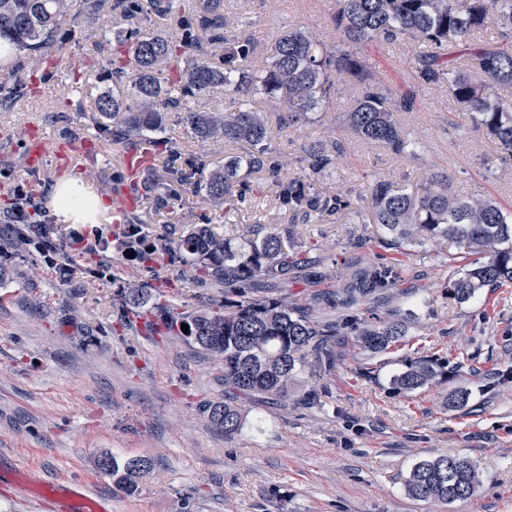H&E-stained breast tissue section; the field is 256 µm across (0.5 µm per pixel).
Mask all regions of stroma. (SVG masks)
Instances as JSON below:
<instances>
[{"label": "stroma", "instance_id": "stroma-1", "mask_svg": "<svg viewBox=\"0 0 512 512\" xmlns=\"http://www.w3.org/2000/svg\"><path fill=\"white\" fill-rule=\"evenodd\" d=\"M335 10V0H224L231 33L251 34L259 60L293 27L341 43ZM127 27L113 13L71 12L60 26L58 65L24 69L23 97L0 111V170L45 194L36 220L70 267L61 277L17 237L0 235L10 254L0 263V459L34 468L45 483L83 482L90 496L111 501L112 512H512V284L482 289L464 303L449 298V276L472 259L466 247L446 239L407 247L395 289L369 302L366 317L393 313L407 320L408 346L374 355L345 342L324 377L301 363L295 404L251 407L241 432L228 436L209 414L210 404L224 398L222 364L181 337L148 338L142 326L128 324L134 309L116 295L118 285L150 283L148 309L182 313L200 297L223 299L222 290L201 287L178 262L148 269L117 251L101 256L69 246L71 231L115 237L129 222L143 223L154 237L207 224L237 245L274 227L284 244L322 260L321 279L288 285L289 299L303 306L314 293L343 287L352 261L372 266L394 255L382 243L380 225L362 211L295 224L278 208L277 182L308 173L309 151L341 148L316 178L325 192H359L375 177L411 191L428 169L438 168L460 192L493 196L512 213V176L490 175L485 166L497 145L475 125L457 129L443 84L417 76L404 37L382 38L362 47L361 57L367 74L412 100L401 120L421 142L419 158L352 134L343 118L352 83L331 94L325 111L291 129L280 127L274 102L256 96L251 104L267 117L285 165L275 174L242 173L250 191L231 218L187 185L178 198L143 200L133 211L97 212L79 222L58 209L61 187L113 202L130 183L127 148L96 130V102L114 89L109 61L115 35ZM82 70L87 76L81 80ZM164 136L182 160L209 170L242 151L192 138L173 111ZM41 141L72 142L70 166L48 153L35 169L23 167L22 156ZM408 356L448 360L447 382L394 391L391 379ZM461 389L469 393L467 402L449 405ZM312 390L319 404H303ZM105 453L150 458L152 472L126 492L101 469ZM446 453L477 466L478 492L450 505L410 498L405 481L412 466Z\"/></svg>", "mask_w": 512, "mask_h": 512}]
</instances>
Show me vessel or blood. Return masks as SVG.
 <instances>
[{"instance_id": "1", "label": "vessel or blood", "mask_w": 512, "mask_h": 512, "mask_svg": "<svg viewBox=\"0 0 512 512\" xmlns=\"http://www.w3.org/2000/svg\"><path fill=\"white\" fill-rule=\"evenodd\" d=\"M0 487L9 500L37 490L42 512H111L107 502L90 497L81 484L45 485L29 469L13 462L0 463Z\"/></svg>"}]
</instances>
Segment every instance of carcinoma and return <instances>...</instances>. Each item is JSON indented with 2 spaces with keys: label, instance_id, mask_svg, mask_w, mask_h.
<instances>
[{
  "label": "carcinoma",
  "instance_id": "cac0c4a2",
  "mask_svg": "<svg viewBox=\"0 0 512 512\" xmlns=\"http://www.w3.org/2000/svg\"><path fill=\"white\" fill-rule=\"evenodd\" d=\"M333 20L346 45H329L305 28H291L270 48L262 66L248 41L224 38V0H203L196 18L180 21L181 34L166 37L143 29L142 16L156 10L165 17L182 14V0H92L89 7L117 11L130 21L129 69L115 68L117 81H128L124 97L103 96L97 111L118 119L115 129L100 128L118 143L133 145L148 132L164 129L161 107L183 112L181 120L205 141L248 146L243 155L230 157L224 168L204 172L202 167L176 165L180 153L169 142L154 140L152 163L142 172L141 185L156 194H176L192 181L213 210L231 216L245 199L239 171L269 169L281 163L274 155L266 118L250 104L224 112H197L187 102L222 86L241 98L263 95L286 108L280 120L297 125L310 112H322L337 82H359L354 103L344 112L347 127L360 139L384 145L397 155L419 158L418 142L410 137L400 113L410 109L382 84L362 78L364 64L358 49L381 35L405 36L416 48L411 64L427 81L447 77L446 92L453 112L482 128L500 150V166L512 159V45L499 47L481 41L478 34L489 18L512 33V0H336ZM69 8V0H0V39L26 55L46 51L57 41V17ZM223 48L219 62L194 57L202 43ZM180 91V96L172 92ZM280 208L308 223L325 213L365 209L370 223L384 231L383 243L395 249L422 245L435 238L463 243L475 254L488 256L448 281V296L465 302L483 288L512 283V217L499 203L483 195H463L443 171L426 174L420 190L405 192L388 180L375 178L367 194L353 198L338 192L327 195L304 179L277 183ZM123 257L159 264L181 259L189 264L202 286L224 289V299L204 301L180 317L189 331L180 335L189 344L224 365V401L209 407L211 420L224 435L239 433L247 406L265 403L288 408L290 388L303 350L314 357L320 371H331L341 348L342 330L357 331L356 341L372 354L387 352L407 336L404 322L390 317L372 324L362 321L369 296L391 289L399 278L398 259L377 266L352 265L349 281L336 293L340 314L331 320L313 317V308H299L282 289L288 281L310 279L316 261L284 245L272 230L260 242L250 240L241 248L230 239L217 238L206 224H195L177 238L154 239L141 224L124 225ZM118 296L140 308L148 302L146 288H121ZM446 365L432 359L406 358L404 369L393 376L400 392L411 393L440 383L448 375ZM102 470L128 492L151 471L147 457L119 460L106 457ZM481 485L479 472L469 460L443 454L422 460L406 480L409 496L452 504L475 494Z\"/></svg>",
  "mask_w": 512,
  "mask_h": 512
}]
</instances>
